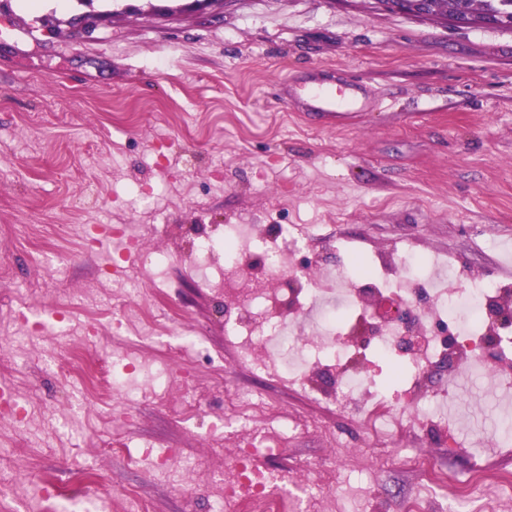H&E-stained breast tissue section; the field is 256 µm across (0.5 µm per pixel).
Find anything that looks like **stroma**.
I'll return each mask as SVG.
<instances>
[{"label": "stroma", "mask_w": 512, "mask_h": 512, "mask_svg": "<svg viewBox=\"0 0 512 512\" xmlns=\"http://www.w3.org/2000/svg\"><path fill=\"white\" fill-rule=\"evenodd\" d=\"M0 263L17 283L0 296V385L28 412L0 416V512H114L121 489L137 488L153 512H215L233 442L210 437L224 411V385L261 387L289 415L316 419L298 434L288 482L334 463L337 480L309 512L334 499L336 512H402L411 496L442 512L443 493L402 458L412 449L433 467L512 473V446L489 442L497 394L459 388L469 453H451L413 432L394 446L367 438L360 419L330 410L295 387L240 367L224 344L214 297L191 261L197 225L320 224L317 258L335 263L330 239L388 249L409 242L448 254L459 279L470 273L512 283L502 252L512 243V28L454 27L368 8L361 0H59L43 8L0 0ZM335 70L361 87L368 111L345 124L294 110L284 77ZM150 195L132 212L131 197ZM133 225L138 248L170 256L163 276L127 271L141 291L114 305L102 275L112 248L84 249L85 224ZM55 310L67 336L26 335L23 317ZM128 322L114 335L112 322ZM180 319L185 349L169 337L141 341L143 320ZM96 335H88V328ZM203 339L229 379H210L193 347ZM121 348L174 377L167 403L145 372L126 422L134 448H178L184 465L129 468L105 449L112 438L107 390L61 381L66 351ZM195 386L202 415L179 420L170 406ZM93 471L92 488L72 487ZM66 487L38 501L43 480Z\"/></svg>", "instance_id": "obj_1"}]
</instances>
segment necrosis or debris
I'll use <instances>...</instances> for the list:
<instances>
[{
    "label": "necrosis or debris",
    "instance_id": "4bbe7bcc",
    "mask_svg": "<svg viewBox=\"0 0 512 512\" xmlns=\"http://www.w3.org/2000/svg\"><path fill=\"white\" fill-rule=\"evenodd\" d=\"M312 233L298 224L265 227L228 224L220 235L197 232L192 255L205 280L224 297V342L249 368L274 367L275 377L307 396L359 415L377 443H391L413 429L449 451L461 448L440 408L455 397L460 375L483 376L479 353L490 336L486 308L512 309V289L474 274L455 285L453 267L440 254L403 245L366 257L353 277L311 258ZM298 288H281L284 278ZM419 305L424 341L399 349L398 323L388 320L376 342L362 341L371 308L388 312ZM239 435V453L224 469L222 512H298L300 498L288 492L276 464L288 455V415L279 404L238 386L224 390V414L211 421L217 437ZM409 461L433 486L453 485L458 512L486 476L467 479L435 470L426 456Z\"/></svg>",
    "mask_w": 512,
    "mask_h": 512
}]
</instances>
